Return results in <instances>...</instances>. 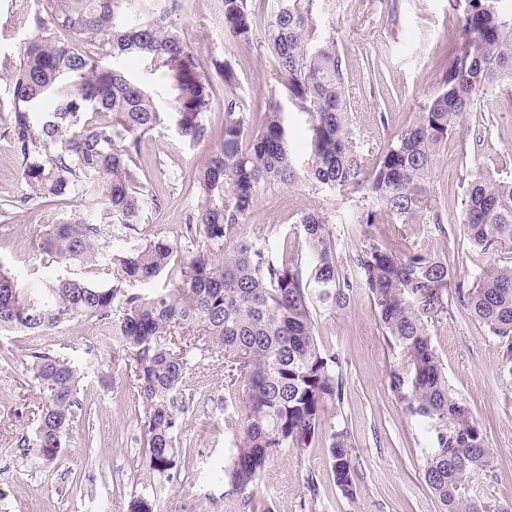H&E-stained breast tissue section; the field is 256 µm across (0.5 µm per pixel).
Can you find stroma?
<instances>
[{
  "mask_svg": "<svg viewBox=\"0 0 512 512\" xmlns=\"http://www.w3.org/2000/svg\"><path fill=\"white\" fill-rule=\"evenodd\" d=\"M37 7L38 0H0V132L11 110L7 72L19 61L28 18ZM312 10L342 57L353 135L365 154L375 155L415 121L421 105L442 86L462 29L460 14L448 0H313ZM172 21L204 65L215 60L232 65L247 111L264 112L272 61L258 47L228 46L222 0H184ZM211 149L208 143L184 144L170 128L141 138L137 163L165 201L161 211L145 214L139 226L143 236L176 239L186 215L203 206L193 176ZM485 170L512 177V82L507 80L479 99L433 171L430 185L446 211L450 237L424 224L334 223L330 233L339 262L350 264L368 240L383 237L447 257L458 277L473 279L497 253L474 249L458 224V182L464 172ZM92 203V197L78 196L66 205L0 220V263L13 270L20 287L35 291L65 274L64 263L38 250V240L64 213L90 214ZM372 204L369 196L346 199L301 175L293 186L270 193L242 234L302 254V212ZM430 334L449 384L479 421L490 452L488 475L470 481L466 493L512 504V376L501 370L500 348L459 306L451 318L431 324ZM317 336L342 363L344 391L332 420L350 432L357 499L348 503L335 488L328 444L320 437L304 452L285 449L270 458L257 500L271 512H439L421 470L427 433L388 387V374L401 367L402 357L384 336L367 290L356 288L342 311L318 314ZM38 349L68 358L85 373L82 408L58 464L48 470L22 459L12 445L16 435L31 430V411L40 399L25 371L28 354ZM227 382L219 361L190 372L178 433L185 462L173 479L154 480L142 465L141 412L110 323L93 319L43 333L0 331V512H128L132 495L147 482L158 512H243L223 473L243 427L241 414L220 406ZM311 480L319 487L315 500L307 491Z\"/></svg>",
  "mask_w": 512,
  "mask_h": 512,
  "instance_id": "stroma-1",
  "label": "stroma"
}]
</instances>
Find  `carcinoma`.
Returning <instances> with one entry per match:
<instances>
[{"label":"carcinoma","mask_w":512,"mask_h":512,"mask_svg":"<svg viewBox=\"0 0 512 512\" xmlns=\"http://www.w3.org/2000/svg\"><path fill=\"white\" fill-rule=\"evenodd\" d=\"M463 30L441 89L415 122L369 158L351 131L343 61L334 40L316 37L310 0H223L224 33L239 46L272 57L271 97L261 115L244 111L235 71L227 63L205 69L180 31L167 23L182 0H40L12 78V108L5 129L22 159L21 195L0 200V217L27 207L64 204L89 187L101 188L93 219L76 213L40 236L41 253L94 273L112 275L102 287L60 276L32 296L0 265V329L39 333L96 319L112 321V335L129 359V374L143 418V464L170 479L181 464L176 431L178 401L189 371L224 362V408L241 410L244 428L224 469L251 508L253 489L271 457L299 452L322 435L328 443L334 485L357 498L356 464L347 427L326 421L340 404L344 374L339 357L316 339V309H345L354 288L368 290L383 333L402 355L389 388L406 411L426 425L422 449L426 484L439 512H500L465 496L466 482L489 467L483 429L448 384L432 346L428 323L470 310L502 352L512 375V266L495 262L469 283L448 259L413 246L373 239L343 267L329 234L332 214L314 207L299 223L306 258L276 254L240 234L265 194L297 178L288 151L287 99L307 116L310 150L306 172L343 196L359 192L376 207L356 211L351 224H429L449 236L442 210L432 202L430 179L440 150L452 139L479 97L512 80V11L504 0H452ZM137 58L160 72L173 97L167 110L149 91L102 59ZM224 84V126L214 132L207 115L217 104L214 77ZM112 115L103 130L91 113ZM172 128L190 145L219 137L198 170L205 199L186 216L180 238L156 237L126 251L112 236L139 233L143 214L163 202L135 161L141 135ZM460 223L474 246L487 253L512 248V178L475 172L461 176ZM170 287L144 293L133 285L155 282L170 266ZM44 396L32 433L16 437L26 459L51 468L80 406L82 381L70 361L48 351L26 363ZM154 497L133 495L129 512H156Z\"/></svg>","instance_id":"carcinoma-1"}]
</instances>
